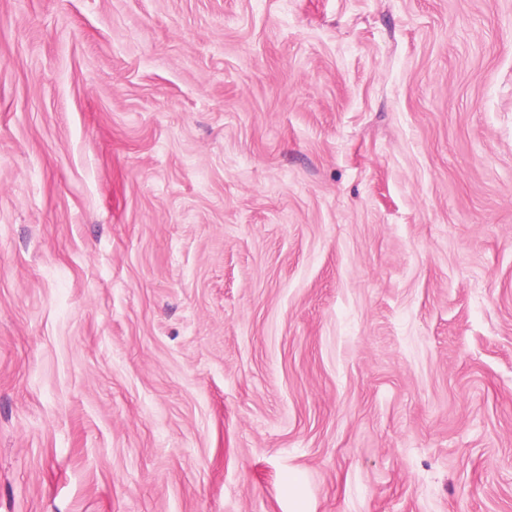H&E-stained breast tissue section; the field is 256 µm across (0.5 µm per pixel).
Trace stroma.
<instances>
[{"label": "stroma", "instance_id": "stroma-1", "mask_svg": "<svg viewBox=\"0 0 512 512\" xmlns=\"http://www.w3.org/2000/svg\"><path fill=\"white\" fill-rule=\"evenodd\" d=\"M0 512H512V0H0Z\"/></svg>", "mask_w": 512, "mask_h": 512}]
</instances>
